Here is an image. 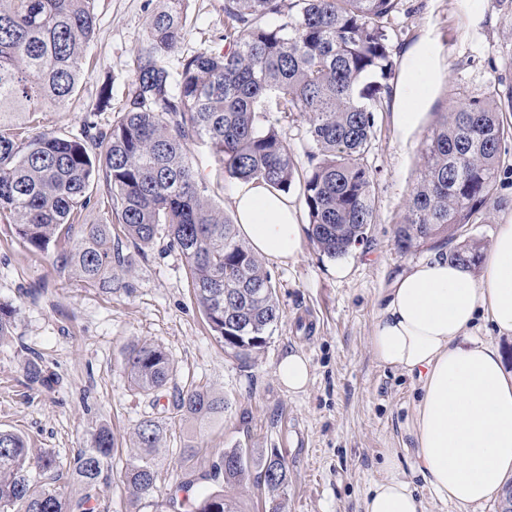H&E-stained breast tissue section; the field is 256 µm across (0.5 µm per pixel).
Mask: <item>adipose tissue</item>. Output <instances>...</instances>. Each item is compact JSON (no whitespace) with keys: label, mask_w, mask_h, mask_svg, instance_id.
<instances>
[{"label":"adipose tissue","mask_w":512,"mask_h":512,"mask_svg":"<svg viewBox=\"0 0 512 512\" xmlns=\"http://www.w3.org/2000/svg\"><path fill=\"white\" fill-rule=\"evenodd\" d=\"M437 57L428 42L405 57L398 90L402 131L422 117ZM231 207L240 236L256 254L283 263L301 251L307 227L288 196L243 182ZM482 321L498 335L512 334V222L499 225L480 276L438 256L411 265L389 288L369 340L379 363L415 381L414 472L428 498L455 512H482L512 477V373L498 347L475 336ZM424 498L389 452L363 509L425 512Z\"/></svg>","instance_id":"obj_1"}]
</instances>
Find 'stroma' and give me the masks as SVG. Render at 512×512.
<instances>
[{
    "label": "stroma",
    "mask_w": 512,
    "mask_h": 512,
    "mask_svg": "<svg viewBox=\"0 0 512 512\" xmlns=\"http://www.w3.org/2000/svg\"><path fill=\"white\" fill-rule=\"evenodd\" d=\"M159 0H96L97 29L85 50L87 75L65 109L44 107L38 129L82 136L86 122L106 131L119 119L132 79V58ZM224 0H189L182 54L216 46L224 33ZM396 57L421 41L438 50L435 85L419 125L402 132L394 107L377 113L367 155L374 172V218L367 237L345 256L332 259L311 241L285 263L267 262L276 287L280 319L265 347L249 358L225 349L194 298L185 262L165 235L140 249L123 241L130 269L112 272V289L85 287L53 265L49 255L23 243L0 224V304L15 308V320L0 336V430L22 436L30 458L50 453L54 473L33 471L35 485L71 489L73 460L95 430L109 427L116 448L98 483L96 512H173L172 486L195 480L224 449L241 446L276 453L288 463L284 512H361L362 499L381 476L386 450L400 471L411 473L413 439L407 426L418 389L410 376L380 364L369 338L382 296L411 264L433 253L424 243L400 254L395 232L423 164L424 149L453 101L494 96L512 126V0H400L390 19ZM112 100L98 110L102 84ZM196 168L220 208H228L237 180L220 175L206 147H189ZM497 204L469 225L466 238L490 244L498 225L512 221V141L501 157ZM348 267L346 276L337 267ZM160 346L174 375L158 394L134 391L124 354L136 344ZM290 352L310 362L305 390L292 392L277 367ZM44 380L30 382L29 364ZM203 387L224 400L215 419L199 422L177 411V392ZM152 418L167 427V443L155 458L158 489L132 503L123 481L137 453L136 425ZM198 449L186 459L187 437Z\"/></svg>",
    "instance_id": "35a3bbf8"
}]
</instances>
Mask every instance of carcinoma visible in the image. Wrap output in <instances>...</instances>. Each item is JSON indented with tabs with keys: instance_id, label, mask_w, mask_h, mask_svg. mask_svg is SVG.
I'll return each instance as SVG.
<instances>
[{
	"instance_id": "carcinoma-1",
	"label": "carcinoma",
	"mask_w": 512,
	"mask_h": 512,
	"mask_svg": "<svg viewBox=\"0 0 512 512\" xmlns=\"http://www.w3.org/2000/svg\"><path fill=\"white\" fill-rule=\"evenodd\" d=\"M163 2L134 54L121 119L110 132L81 140L38 131L30 116L48 103L65 108L85 78L95 0H0V223L103 292L114 268L131 265L112 249V233L146 247L164 231L184 258L211 331L247 358L280 318L276 289L265 262L208 197L188 144L207 146L230 178L284 193L300 184L313 243L330 258L346 255L373 223L367 154L397 68L390 18L399 0H224V48L193 51L175 76L166 59L185 41L186 0ZM272 16L283 20L271 26ZM284 121L305 124L311 150L303 176ZM511 137L490 97L449 107L397 228L398 252L425 241L444 248L488 211ZM99 181L115 223L88 224L74 240L70 233ZM479 259L473 239L448 250V261L466 269ZM124 365L131 385L146 395L163 389L174 370L169 355L151 344L131 347ZM175 405L197 418L224 412L223 399L198 388L180 392ZM166 437L153 419L136 426L135 445L144 454L130 460L124 480L137 501L156 489L152 455ZM114 448L112 432L97 429L75 459L70 493L50 483L35 490L24 439L0 431V512H95L92 491ZM253 463L270 494L269 512H282L288 465L277 454L256 458L250 448H227L212 464L213 478L239 484ZM193 484L179 482L169 502L184 512H233L224 490L190 496Z\"/></svg>"
}]
</instances>
